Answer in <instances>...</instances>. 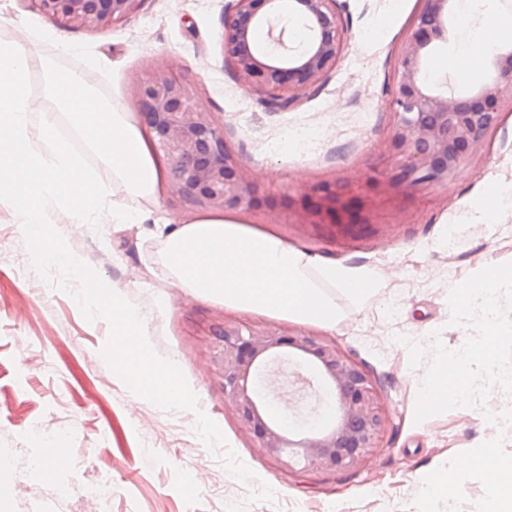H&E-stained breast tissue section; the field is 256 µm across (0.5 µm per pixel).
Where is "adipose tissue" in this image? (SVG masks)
I'll use <instances>...</instances> for the list:
<instances>
[{"instance_id":"adipose-tissue-1","label":"adipose tissue","mask_w":512,"mask_h":512,"mask_svg":"<svg viewBox=\"0 0 512 512\" xmlns=\"http://www.w3.org/2000/svg\"><path fill=\"white\" fill-rule=\"evenodd\" d=\"M157 253L171 285L243 311L335 328L331 285L352 299L378 286L380 275L365 268L321 265L277 237L251 233L233 216L214 212L189 224L158 225Z\"/></svg>"}]
</instances>
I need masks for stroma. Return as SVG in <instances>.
Instances as JSON below:
<instances>
[{"label":"stroma","mask_w":512,"mask_h":512,"mask_svg":"<svg viewBox=\"0 0 512 512\" xmlns=\"http://www.w3.org/2000/svg\"><path fill=\"white\" fill-rule=\"evenodd\" d=\"M345 56L325 83L280 107L245 91L224 62L221 29L232 0H148L111 32L72 30L46 19L33 0H0V41L33 33L31 52L75 62L108 92L112 105L138 119L134 83L160 65L199 85L207 111L224 126L267 207L241 216L244 227L275 236L320 263L368 268L382 276L362 301L334 288L341 318L334 329L247 313L169 288L157 256L158 219L200 215L162 187L139 202L140 221L78 233L55 209L56 230L104 282L148 316L147 336L162 358L176 360L197 410L165 411L128 389L102 349V318L87 321L68 293L44 279L29 282L0 268V512H86L83 485L101 465L112 473L103 512H416L425 477L490 437L477 408L460 407L416 422L420 383L431 362L411 365L402 337L439 333L458 349L468 331L451 325L448 290L484 268L512 262V206L497 184H512V112H503L477 160L448 184L384 192L392 166L385 144L397 57L419 0H339ZM507 0H468L459 29L435 56L431 73L466 86L485 77L484 62L502 40L497 21ZM334 184L362 203V223L300 224L306 193ZM247 326L308 331L336 341L365 368L391 424L379 446L351 471L286 473L274 465L224 407L213 365L211 330L222 319ZM219 427L253 472L238 482L198 437V414ZM71 448L72 465L38 476L46 437Z\"/></svg>","instance_id":"obj_1"}]
</instances>
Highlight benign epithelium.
<instances>
[{"instance_id":"obj_1","label":"benign epithelium","mask_w":512,"mask_h":512,"mask_svg":"<svg viewBox=\"0 0 512 512\" xmlns=\"http://www.w3.org/2000/svg\"><path fill=\"white\" fill-rule=\"evenodd\" d=\"M54 23L70 29L104 32L142 10L146 0H33ZM283 0H234L224 14V61L242 87L290 104L320 86L344 55L345 37L338 0H288V10L305 22V47L288 46L279 26ZM460 0H420L394 71L393 112L386 151L394 160L390 189L443 185L485 145L512 111V41L492 53L485 81L459 90L431 76L429 58L455 36ZM267 29L269 45L255 34ZM141 118L156 140L175 194L205 209L242 215L263 206L240 155L224 141V126L211 119L195 84L163 67L151 69L135 85ZM336 187L324 184L316 198L300 204L308 224L336 221ZM214 372L227 408L256 447L285 472L296 465L321 471L354 468L378 447L390 424L379 393L362 365L336 342L305 331L253 328L224 320L212 328ZM311 364L332 395L333 423L290 438L268 412L269 396L287 409L310 396L311 380L288 369V359Z\"/></svg>"}]
</instances>
